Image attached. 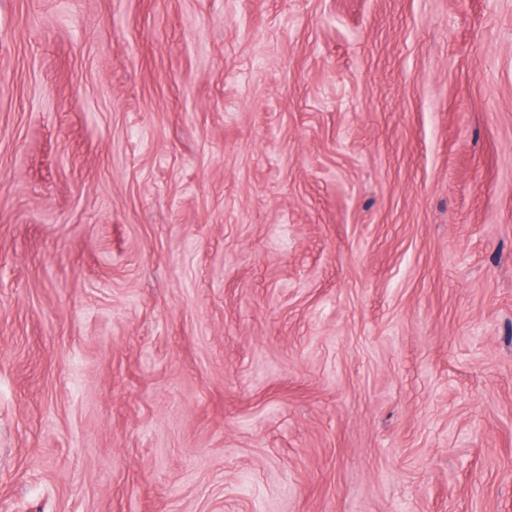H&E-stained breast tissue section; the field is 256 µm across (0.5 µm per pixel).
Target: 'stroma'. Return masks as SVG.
<instances>
[{
    "label": "stroma",
    "instance_id": "stroma-1",
    "mask_svg": "<svg viewBox=\"0 0 512 512\" xmlns=\"http://www.w3.org/2000/svg\"><path fill=\"white\" fill-rule=\"evenodd\" d=\"M0 512H512V0H0Z\"/></svg>",
    "mask_w": 512,
    "mask_h": 512
}]
</instances>
